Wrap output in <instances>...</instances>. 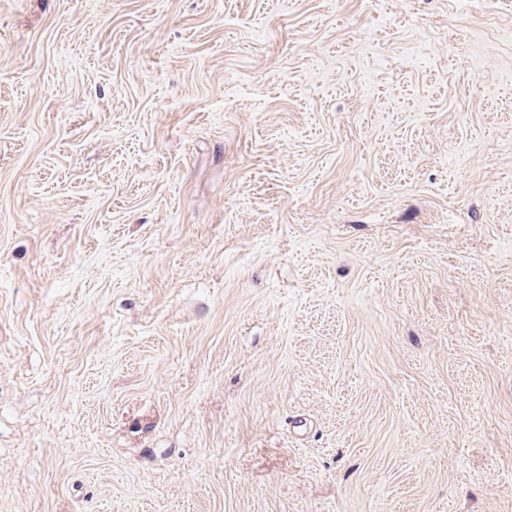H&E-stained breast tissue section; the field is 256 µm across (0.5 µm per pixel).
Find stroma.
Wrapping results in <instances>:
<instances>
[{"label": "stroma", "mask_w": 512, "mask_h": 512, "mask_svg": "<svg viewBox=\"0 0 512 512\" xmlns=\"http://www.w3.org/2000/svg\"><path fill=\"white\" fill-rule=\"evenodd\" d=\"M0 512H512V0H0Z\"/></svg>", "instance_id": "1"}]
</instances>
